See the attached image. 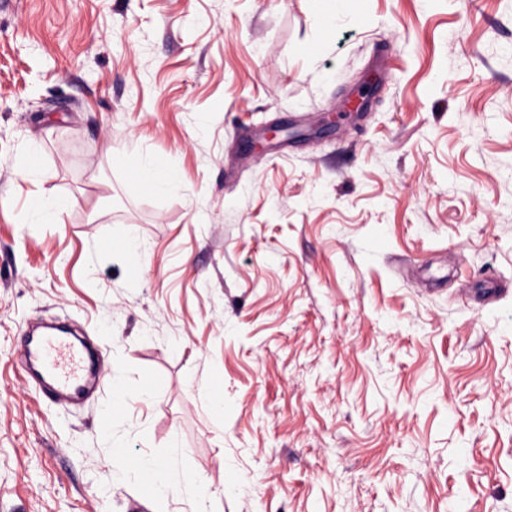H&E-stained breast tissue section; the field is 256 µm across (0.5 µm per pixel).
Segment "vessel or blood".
<instances>
[{
    "instance_id": "vessel-or-blood-1",
    "label": "vessel or blood",
    "mask_w": 512,
    "mask_h": 512,
    "mask_svg": "<svg viewBox=\"0 0 512 512\" xmlns=\"http://www.w3.org/2000/svg\"><path fill=\"white\" fill-rule=\"evenodd\" d=\"M24 349L28 377L54 401H84L101 378V364L88 357L85 343L64 336L57 327L31 332Z\"/></svg>"
}]
</instances>
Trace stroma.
Segmentation results:
<instances>
[{
  "label": "stroma",
  "mask_w": 512,
  "mask_h": 512,
  "mask_svg": "<svg viewBox=\"0 0 512 512\" xmlns=\"http://www.w3.org/2000/svg\"><path fill=\"white\" fill-rule=\"evenodd\" d=\"M313 2L0 0V512H512V0ZM137 181L155 191L171 190L176 187V177L171 170H157L150 163H143L134 172ZM30 212L48 223H61V213L54 206L51 197L45 192H39L33 197ZM55 326L25 337V372L51 399L78 403L87 399L100 381L101 364L87 356L82 341L64 336ZM113 454L118 457L119 466L125 474H131L139 478L143 472H150L154 479L155 495L157 497L163 496L171 489L180 487L187 481L185 476L176 472L166 471L154 461L124 455L120 444L114 443ZM140 480L143 494H151L153 491V481L150 474L143 473L140 476Z\"/></svg>",
  "instance_id": "35a3bbf8"
}]
</instances>
